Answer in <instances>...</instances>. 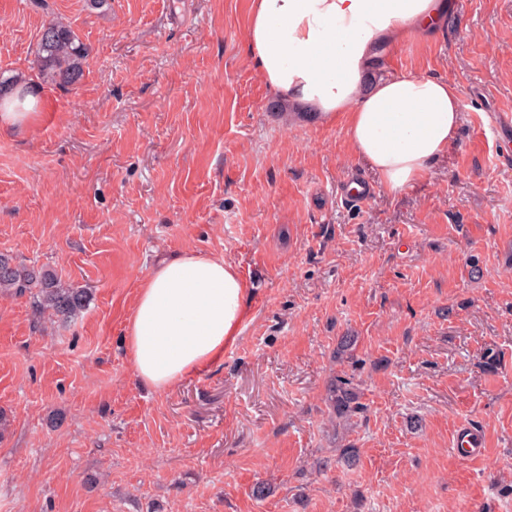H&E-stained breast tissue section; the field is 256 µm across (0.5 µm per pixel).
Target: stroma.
Returning a JSON list of instances; mask_svg holds the SVG:
<instances>
[{
	"label": "stroma",
	"instance_id": "obj_1",
	"mask_svg": "<svg viewBox=\"0 0 512 512\" xmlns=\"http://www.w3.org/2000/svg\"><path fill=\"white\" fill-rule=\"evenodd\" d=\"M454 2L444 35L376 71L458 87L448 154L353 208L348 173L377 177L343 118L262 81L250 0H0V76L39 91L0 129V253L90 297L55 321L0 296V512H512V139L485 131L512 117V0ZM53 20L89 48L65 88L37 80ZM184 251L233 263L248 314L222 360L154 391L126 326ZM343 374L365 410L334 422ZM463 426L481 457L457 455Z\"/></svg>",
	"mask_w": 512,
	"mask_h": 512
}]
</instances>
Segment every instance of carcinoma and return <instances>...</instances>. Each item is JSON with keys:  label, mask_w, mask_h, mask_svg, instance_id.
<instances>
[{"label": "carcinoma", "mask_w": 512, "mask_h": 512, "mask_svg": "<svg viewBox=\"0 0 512 512\" xmlns=\"http://www.w3.org/2000/svg\"><path fill=\"white\" fill-rule=\"evenodd\" d=\"M37 54L40 79L46 82L66 87L83 77L88 48L69 25L48 23L38 40ZM27 293L32 294L37 311L51 318H72L88 303L86 292L64 282L55 270L17 266L9 256L0 254V294L20 297ZM326 400L337 417L363 409L355 384L344 375L330 382Z\"/></svg>", "instance_id": "1"}]
</instances>
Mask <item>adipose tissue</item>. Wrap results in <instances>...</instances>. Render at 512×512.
Wrapping results in <instances>:
<instances>
[{"label": "adipose tissue", "instance_id": "adipose-tissue-1", "mask_svg": "<svg viewBox=\"0 0 512 512\" xmlns=\"http://www.w3.org/2000/svg\"><path fill=\"white\" fill-rule=\"evenodd\" d=\"M451 9L450 0H251L247 38L280 100L320 118L344 115L354 154L398 194L447 155L460 94L433 77L366 78L382 48L441 35ZM247 292L219 258L187 251L157 265L126 327L136 376L164 390L222 359L240 336Z\"/></svg>", "mask_w": 512, "mask_h": 512}]
</instances>
